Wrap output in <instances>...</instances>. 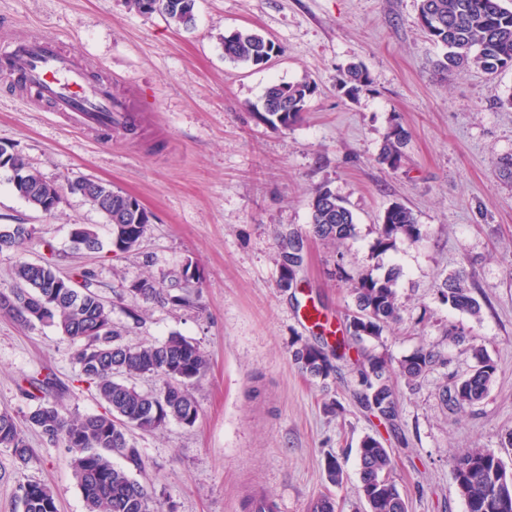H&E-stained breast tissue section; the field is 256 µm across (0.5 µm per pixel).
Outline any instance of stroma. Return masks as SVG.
I'll return each mask as SVG.
<instances>
[{"label":"stroma","instance_id":"stroma-1","mask_svg":"<svg viewBox=\"0 0 512 512\" xmlns=\"http://www.w3.org/2000/svg\"><path fill=\"white\" fill-rule=\"evenodd\" d=\"M419 0H197L190 29L130 0H0V47L23 30L56 34L71 56L92 62L113 93L131 99L135 131L112 140L73 126L19 97L0 77V144L13 147L46 180L83 175L136 197L151 215L138 251L114 255L111 227L82 196L66 195L51 214L16 196L0 170V227L27 225L32 241L0 251V290L12 288L19 260L53 257L60 273L95 275V291L133 343L181 335L209 357L191 393L194 425L176 422L133 432L145 468L137 480L160 512H246L253 490L309 512L320 495L338 512H365L357 448L375 427L361 409L351 361L327 381L301 374L299 343L320 341L354 307L361 273L398 266L402 320L366 341L372 353L400 361L417 346L447 356L419 385L399 384L404 443L393 444L392 479L408 512H466L451 475L454 458L485 448L512 470V182L498 174L512 155V68L438 72L445 50L418 22ZM251 31L273 40L264 65L224 57V35ZM369 82L356 95L341 87L350 63ZM315 86L302 120L274 129L256 106L273 82ZM408 133L398 169L379 161L393 126ZM327 188L343 198L356 226L335 249L309 234L308 201ZM410 208L422 238L376 246L392 203ZM92 230L98 250L70 232ZM307 236L298 288L279 285L281 233ZM197 275L190 305L131 293L137 280L169 285L183 269ZM464 270L481 305L472 316L442 303L436 286ZM322 310L326 327L304 322V305ZM464 339H457L456 331ZM480 346L496 365L488 396L451 411L441 401L449 375L463 376ZM54 373L49 393L81 414L104 407L78 380L74 348L55 328L24 327L0 314V410L22 415L33 401L23 376ZM25 437L41 463L21 467L0 450V512H22L20 484L52 487L58 512H85L69 452L38 432ZM344 471L325 476L327 455Z\"/></svg>","mask_w":512,"mask_h":512}]
</instances>
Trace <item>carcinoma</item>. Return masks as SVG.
Segmentation results:
<instances>
[{"instance_id":"cac0c4a2","label":"carcinoma","mask_w":512,"mask_h":512,"mask_svg":"<svg viewBox=\"0 0 512 512\" xmlns=\"http://www.w3.org/2000/svg\"><path fill=\"white\" fill-rule=\"evenodd\" d=\"M143 14L158 13L178 28L194 24L196 0H131ZM419 20L431 40L447 49L435 68L449 72L456 68H476L495 74L512 67V9L502 0H420ZM224 58L258 65L274 42L263 36L238 31L224 37ZM368 82L362 67L350 65L341 81L347 94L354 95ZM315 92L307 81L277 82L266 87L262 120L273 128L288 129L297 124ZM407 133L394 127L386 136L380 160L389 168L399 166ZM5 165L20 173L23 180L12 183L13 191L31 208L46 213L56 211L65 193L79 194L102 212L112 231V252L135 251L144 237L150 217L147 210L132 208L131 195L101 181L84 177L58 184L30 169L24 157L10 151ZM312 235L333 246H342L355 233L352 212L344 201L327 189L315 192L309 204ZM399 238L420 240L416 218L411 209L394 203L385 211L378 227L377 244L387 247ZM31 240V230L16 224L0 233V249L18 248ZM303 235L288 231V247H279L277 265L280 285L288 287L294 268L303 263L299 246ZM400 271L393 267L382 275L358 277L352 288L354 310L346 317L349 339L336 340V347L303 342L292 353L302 373L312 379L326 380L335 371L331 357L343 359L353 350V364L361 390L360 403L376 408L393 437H402L400 399L394 379L414 386L436 365H448V358L420 346L392 365L391 360L362 347L365 338H377L400 321L397 280ZM130 292L148 300L164 288L143 279ZM440 299L451 308L477 316L481 306L474 297L465 272L457 271L438 287ZM0 313L23 325L39 323L51 326L76 346L75 361L80 378L106 405L100 414H79L55 403L40 400V393L52 384V374L28 380L23 394L39 404L23 416V421L7 410L0 411V448L11 452L27 468L40 458L22 435L26 426L52 443H62L70 453V466L81 491L86 512H154L151 496L129 469H144L145 462L130 443L132 430L151 433L171 421L191 426L199 416V407L190 387L201 380L209 368V359L200 347L182 336H170L157 343L130 344L124 333L112 323V310L91 289L90 274L80 280L63 278L56 264L46 258L35 264L20 262L14 271V287L0 290ZM477 364L466 375L444 386L442 401L450 410L473 405L490 391L496 366L483 349L475 348ZM136 377H153L160 382L154 390L143 391L129 383ZM360 467L358 495L367 512H408L405 498L390 473L391 449L376 437L366 435L357 450ZM123 458L129 468L117 466L112 457ZM327 481L333 486L343 482V469L335 455L325 464ZM452 478L467 505V512H512V473L501 459L483 448H469L452 465ZM22 512H57L54 493L48 485L29 481L19 486Z\"/></svg>"}]
</instances>
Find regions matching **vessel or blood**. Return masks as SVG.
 <instances>
[{
  "label": "vessel or blood",
  "instance_id": "obj_1",
  "mask_svg": "<svg viewBox=\"0 0 512 512\" xmlns=\"http://www.w3.org/2000/svg\"><path fill=\"white\" fill-rule=\"evenodd\" d=\"M0 73L13 79L30 104L101 134L126 129L134 119L109 85L94 80L86 67L61 51L55 36L23 35L0 48Z\"/></svg>",
  "mask_w": 512,
  "mask_h": 512
}]
</instances>
